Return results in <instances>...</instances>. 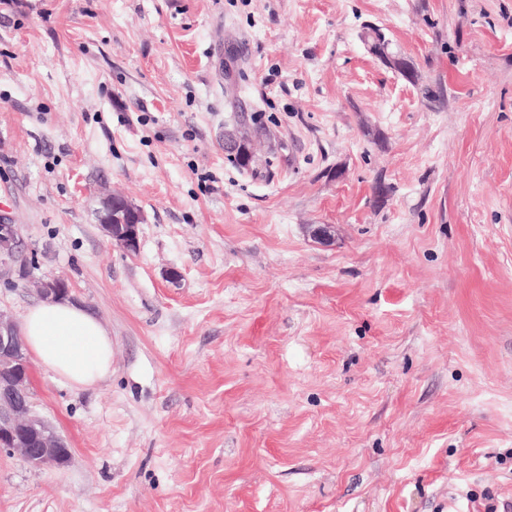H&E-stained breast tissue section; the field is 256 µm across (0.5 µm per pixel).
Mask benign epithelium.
<instances>
[{
    "label": "benign epithelium",
    "instance_id": "obj_1",
    "mask_svg": "<svg viewBox=\"0 0 512 512\" xmlns=\"http://www.w3.org/2000/svg\"><path fill=\"white\" fill-rule=\"evenodd\" d=\"M362 39L368 51L385 64L413 75V63L389 51L390 43L369 29ZM101 228L112 243L130 255L140 250L141 220L137 206L122 194L111 193L100 215ZM18 243L15 224L0 222V262L14 256ZM44 299L69 296L68 283L59 277L32 281ZM31 366L24 342L16 335V325L0 314V453H16L25 462L61 466L71 450L54 428L36 415L31 404Z\"/></svg>",
    "mask_w": 512,
    "mask_h": 512
}]
</instances>
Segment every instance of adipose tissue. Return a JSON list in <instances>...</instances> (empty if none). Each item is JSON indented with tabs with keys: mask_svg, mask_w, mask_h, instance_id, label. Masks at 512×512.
<instances>
[{
	"mask_svg": "<svg viewBox=\"0 0 512 512\" xmlns=\"http://www.w3.org/2000/svg\"><path fill=\"white\" fill-rule=\"evenodd\" d=\"M20 333L37 362L70 386L88 388L112 372V338L104 323L71 299L29 309Z\"/></svg>",
	"mask_w": 512,
	"mask_h": 512,
	"instance_id": "ef3b65f1",
	"label": "adipose tissue"
}]
</instances>
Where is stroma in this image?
<instances>
[{"mask_svg": "<svg viewBox=\"0 0 512 512\" xmlns=\"http://www.w3.org/2000/svg\"><path fill=\"white\" fill-rule=\"evenodd\" d=\"M0 218L112 336L0 512H512V0H0ZM362 39L368 51L385 64L400 69L405 76L412 77L413 63L404 57L395 56L389 51L390 43L383 36L372 29H367ZM224 97L227 99L231 121H245L248 123V132L252 138L263 136L266 126L261 123L260 114L254 106L240 95V91L233 85H224ZM132 200L116 192L110 193L100 215V226L104 234L130 255L140 250L141 220Z\"/></svg>", "mask_w": 512, "mask_h": 512, "instance_id": "1", "label": "stroma"}]
</instances>
